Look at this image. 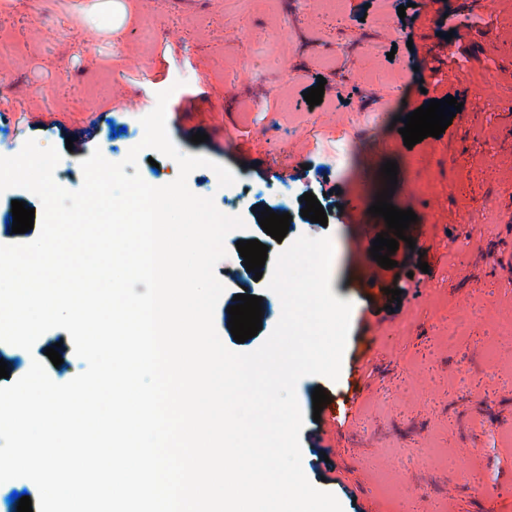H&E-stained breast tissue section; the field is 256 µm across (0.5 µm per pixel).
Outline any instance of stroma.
<instances>
[{
	"mask_svg": "<svg viewBox=\"0 0 512 512\" xmlns=\"http://www.w3.org/2000/svg\"><path fill=\"white\" fill-rule=\"evenodd\" d=\"M410 1L411 24L398 15ZM340 3L346 23L336 29L324 25L328 0H201L191 12L169 0H0V156L29 139L55 147V181L77 190L80 160L96 148L126 158L131 132L169 91L174 144L237 177L222 188L199 168L187 180L245 222L216 268L225 297L256 295L266 310L261 332L240 344L216 308L227 348L256 349L281 314L265 288L270 267L251 279L236 248L250 237L281 250L262 211L287 205L288 238L332 239L331 290L352 304L351 331L338 380L296 385L309 481L343 512H512V278L495 266L498 250H512V235L497 233L512 220V146L501 138L512 115V0ZM473 21L467 55L439 71L445 32ZM321 77V104L300 106ZM354 86L350 105L338 106L337 92ZM448 96L463 108L445 133L406 147L395 116ZM374 112L368 147L343 155L358 116ZM199 131L208 139L193 143ZM389 160L398 166L391 202L417 220L385 269L369 249L387 226L368 209ZM323 180L334 193L320 225L299 203ZM410 187L418 197L405 198ZM318 386L330 402L317 415ZM472 470L483 495L465 484Z\"/></svg>",
	"mask_w": 512,
	"mask_h": 512,
	"instance_id": "stroma-1",
	"label": "stroma"
}]
</instances>
